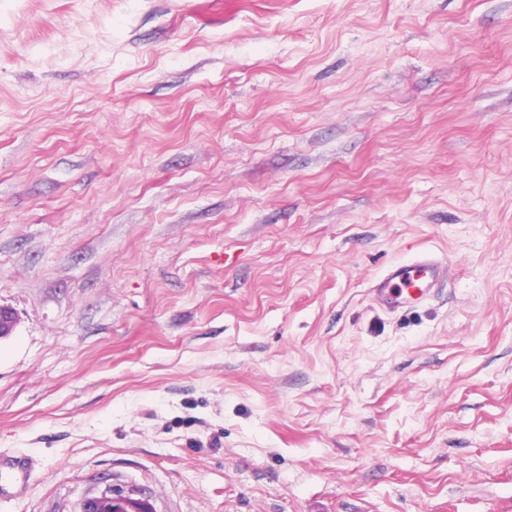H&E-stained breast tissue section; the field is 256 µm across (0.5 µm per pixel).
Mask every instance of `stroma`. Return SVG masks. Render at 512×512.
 Segmentation results:
<instances>
[{"instance_id":"stroma-1","label":"stroma","mask_w":512,"mask_h":512,"mask_svg":"<svg viewBox=\"0 0 512 512\" xmlns=\"http://www.w3.org/2000/svg\"><path fill=\"white\" fill-rule=\"evenodd\" d=\"M0 305V512H512V0H0ZM447 279L448 264L423 252L408 263L388 267L374 288L388 307L403 308L424 300ZM29 465L21 456H0V499H12L27 485ZM79 512H155V509L147 500L107 489L100 496L85 500Z\"/></svg>"}]
</instances>
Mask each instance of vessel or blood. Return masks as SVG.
I'll return each instance as SVG.
<instances>
[{
	"instance_id": "1",
	"label": "vessel or blood",
	"mask_w": 512,
	"mask_h": 512,
	"mask_svg": "<svg viewBox=\"0 0 512 512\" xmlns=\"http://www.w3.org/2000/svg\"><path fill=\"white\" fill-rule=\"evenodd\" d=\"M448 279V265L423 252L404 264L388 267L375 286L388 307L403 308L419 303ZM29 465L21 456H0V499H10L27 485Z\"/></svg>"
}]
</instances>
